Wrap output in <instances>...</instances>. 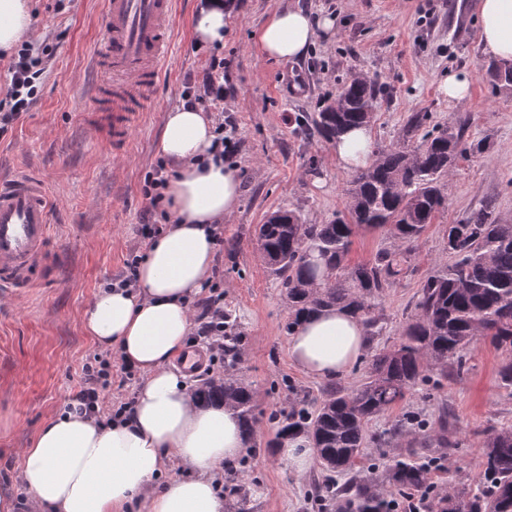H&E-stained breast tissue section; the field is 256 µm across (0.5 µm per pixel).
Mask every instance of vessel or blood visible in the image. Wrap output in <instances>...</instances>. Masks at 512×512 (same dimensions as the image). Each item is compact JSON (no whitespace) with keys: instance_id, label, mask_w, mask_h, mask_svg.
<instances>
[{"instance_id":"1","label":"vessel or blood","mask_w":512,"mask_h":512,"mask_svg":"<svg viewBox=\"0 0 512 512\" xmlns=\"http://www.w3.org/2000/svg\"><path fill=\"white\" fill-rule=\"evenodd\" d=\"M174 0H105V47L98 67L115 82L96 97L116 111L114 141H124L132 113L143 111L171 31ZM51 207L33 177L0 179V287L35 284L48 238Z\"/></svg>"}]
</instances>
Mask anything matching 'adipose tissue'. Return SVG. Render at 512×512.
I'll use <instances>...</instances> for the list:
<instances>
[{
  "mask_svg": "<svg viewBox=\"0 0 512 512\" xmlns=\"http://www.w3.org/2000/svg\"><path fill=\"white\" fill-rule=\"evenodd\" d=\"M483 51L512 63V0H479ZM234 11L232 0H200L191 34L202 48L223 45ZM33 23L29 0H0V55L11 53ZM281 5L259 32L262 55L276 61L302 57L331 31ZM215 120L202 108L177 104L164 116L158 153L173 169L164 189L171 222L154 237L137 268L135 291L102 289L82 311L84 332L144 375L130 416L112 422L61 410L23 451V480L36 512H226L211 475L244 448L235 410L197 403L173 359L187 346L189 304L211 279L216 227L237 210L240 176L213 147ZM368 128L336 139L332 154L350 170L372 160ZM367 331L361 319L325 309L295 327L288 341L293 364L315 379L345 375L363 356ZM175 456L180 475H166Z\"/></svg>",
  "mask_w": 512,
  "mask_h": 512,
  "instance_id": "1",
  "label": "adipose tissue"
}]
</instances>
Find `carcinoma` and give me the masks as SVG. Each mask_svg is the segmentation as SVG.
Listing matches in <instances>:
<instances>
[{
	"instance_id": "1",
	"label": "carcinoma",
	"mask_w": 512,
	"mask_h": 512,
	"mask_svg": "<svg viewBox=\"0 0 512 512\" xmlns=\"http://www.w3.org/2000/svg\"><path fill=\"white\" fill-rule=\"evenodd\" d=\"M489 81L512 86V66L491 61ZM376 84L348 79L336 97L315 116L295 118L298 129L311 136L335 139L351 127L370 126ZM483 142L463 147V129L426 133L414 153L379 149L377 158L355 171L347 188L348 215L324 224H304L293 210H277L257 226L256 242L279 280L288 300V331L321 309L340 307L375 327V300L382 288L402 277L427 224L446 206L439 180L448 174L457 155L479 152ZM391 227L394 249L378 251L365 264L346 265L352 237L359 228ZM448 254L452 263L427 276L418 312L394 349L376 354L371 375L354 389H331L283 415L277 435L305 432L323 470L345 473L362 462L369 423L403 400L425 381L427 372L448 376V368L464 367L461 351L482 338L512 351V224L493 218L484 204L460 224L448 225ZM240 361L237 337L224 334V364ZM205 404H227L238 413L245 440L253 437L257 421L251 389L230 373L206 377L195 389ZM487 448L483 483L476 488L448 485L429 504L437 512H512V428L494 430ZM389 483L400 491L429 494L426 462L399 459L390 468ZM375 479L351 483L356 512H381L382 497Z\"/></svg>"
}]
</instances>
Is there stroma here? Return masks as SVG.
Returning <instances> with one entry per match:
<instances>
[{"label": "stroma", "mask_w": 512, "mask_h": 512, "mask_svg": "<svg viewBox=\"0 0 512 512\" xmlns=\"http://www.w3.org/2000/svg\"><path fill=\"white\" fill-rule=\"evenodd\" d=\"M30 39L52 49L35 104L0 137V174L20 171L52 197L50 235L42 279L28 288H0V494L32 512L22 471V450L35 432L78 390L82 366L98 347L80 325L82 310L118 274L130 250L145 252L139 227L148 205L144 176L160 158L157 141L168 107L180 102L188 79L210 56L230 63L235 88L216 119L235 127L232 164L241 178L240 205L223 224L213 278L204 295L223 294L241 361L235 372L253 392L259 415L242 454L214 473L227 512H346L349 475L333 474V488L316 498L323 470L313 463L296 473L275 456L279 416L328 383L305 375L288 356V302L255 244L266 214L296 211L322 224L346 210L350 171L336 166L331 143L300 133L298 114L319 112L351 76L380 89L370 125L373 147L414 149L409 131L417 114L427 128L464 125V143L481 152L459 156L441 182L446 208L419 240L409 271L376 300L377 332L340 387L365 382L375 354L397 345L416 314L423 281L448 264V227L484 203L500 223L512 224V90L485 75L489 57L478 41L477 0H291L334 23L331 36L288 62L263 58L256 39L279 0H234L223 47L208 51L193 41L190 19L198 0H177L174 38L148 109L134 118L125 143L112 140V115L95 109V85L104 78L93 60L104 48V0H30ZM467 72L469 101L448 100L439 88L449 74ZM461 372L430 373L388 414L372 420L370 434L413 417L433 432L425 439L404 427L369 444L364 466L385 474L394 460L438 463L437 488L472 485L482 475L491 430L512 427V386L499 377L512 355L478 341L464 350Z\"/></svg>", "instance_id": "1"}]
</instances>
